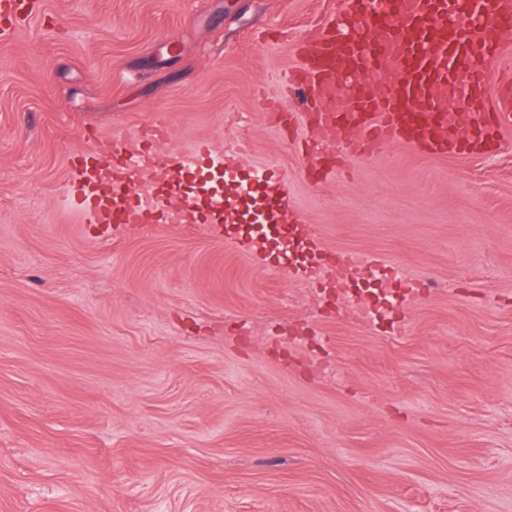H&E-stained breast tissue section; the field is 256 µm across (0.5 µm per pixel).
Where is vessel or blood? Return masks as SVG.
Instances as JSON below:
<instances>
[{
  "mask_svg": "<svg viewBox=\"0 0 512 512\" xmlns=\"http://www.w3.org/2000/svg\"><path fill=\"white\" fill-rule=\"evenodd\" d=\"M34 0H0V43L35 11ZM512 34V0H343L338 17L301 39L288 84L302 109L273 100L277 120L306 134L301 150L319 179L355 158L400 143L425 155L474 152L512 125V73L501 69ZM498 83L487 94L490 83ZM165 114L137 132L139 147L74 155L65 201L84 223L234 224L241 200L224 179L258 191L261 224L284 223L283 175L225 167L209 143L169 148Z\"/></svg>",
  "mask_w": 512,
  "mask_h": 512,
  "instance_id": "b4317fda",
  "label": "vessel or blood"
}]
</instances>
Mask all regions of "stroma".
<instances>
[{
    "mask_svg": "<svg viewBox=\"0 0 512 512\" xmlns=\"http://www.w3.org/2000/svg\"><path fill=\"white\" fill-rule=\"evenodd\" d=\"M336 10L44 0L0 44V512H512V127L307 179L263 103ZM156 112L416 291L381 318L236 224L82 223L71 152Z\"/></svg>",
    "mask_w": 512,
    "mask_h": 512,
    "instance_id": "1",
    "label": "stroma"
}]
</instances>
